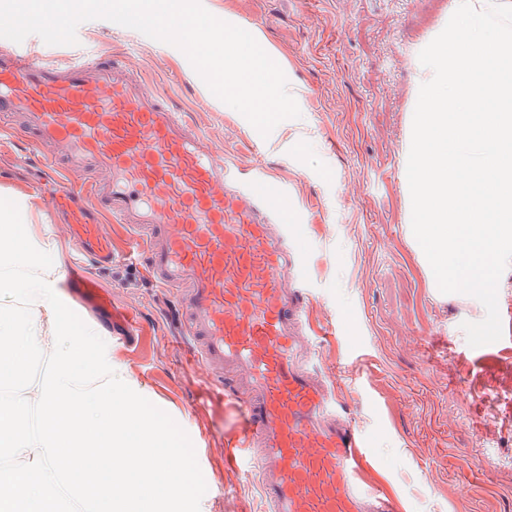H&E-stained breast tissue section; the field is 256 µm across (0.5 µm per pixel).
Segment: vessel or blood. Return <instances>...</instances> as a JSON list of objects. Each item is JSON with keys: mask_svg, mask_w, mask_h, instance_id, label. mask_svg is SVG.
Segmentation results:
<instances>
[{"mask_svg": "<svg viewBox=\"0 0 512 512\" xmlns=\"http://www.w3.org/2000/svg\"><path fill=\"white\" fill-rule=\"evenodd\" d=\"M14 112L40 151L41 181L61 189L57 206L82 204L72 237L105 264L108 225L126 226L175 297L205 386L240 412L243 441L226 462L256 475L264 512H403L311 355L320 331L288 188L216 160L184 111L118 55L56 66L1 46L0 120ZM59 161L85 180H60ZM71 292L105 304L93 279Z\"/></svg>", "mask_w": 512, "mask_h": 512, "instance_id": "obj_1", "label": "vessel or blood"}]
</instances>
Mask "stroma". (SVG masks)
<instances>
[{"mask_svg": "<svg viewBox=\"0 0 512 512\" xmlns=\"http://www.w3.org/2000/svg\"><path fill=\"white\" fill-rule=\"evenodd\" d=\"M214 16L251 33L281 67L300 118L261 136L226 110L177 47L97 19L77 28V50L126 55L132 69L172 73L159 85L218 156L288 184L311 204L314 316L331 334L323 362L341 366L336 392L350 399L357 427L404 512H512V348L478 357L462 328L484 319L476 298L439 291L411 231L403 173L418 55L436 36L453 0H202ZM28 140L0 133V197L15 201L33 244L52 240L55 264L69 268L72 244L37 189ZM115 232L112 264L84 271L110 295L101 310L72 303L88 324L112 334V359L145 398L188 434L207 484L206 512H262L253 474L224 464L240 436L232 410L204 394L186 340L143 262L125 259ZM135 317L149 342L140 351L119 317ZM141 335V336H142Z\"/></svg>", "mask_w": 512, "mask_h": 512, "instance_id": "35a3bbf8", "label": "stroma"}]
</instances>
